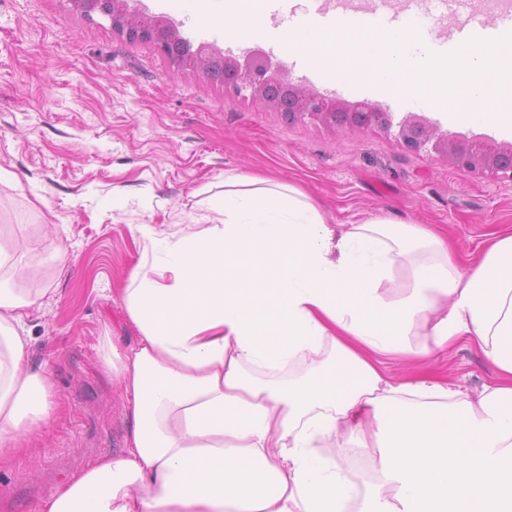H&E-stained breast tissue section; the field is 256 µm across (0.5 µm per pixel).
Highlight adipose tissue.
Instances as JSON below:
<instances>
[{
    "instance_id": "ef3b65f1",
    "label": "adipose tissue",
    "mask_w": 512,
    "mask_h": 512,
    "mask_svg": "<svg viewBox=\"0 0 512 512\" xmlns=\"http://www.w3.org/2000/svg\"><path fill=\"white\" fill-rule=\"evenodd\" d=\"M210 224H134L118 294L136 338L98 339L129 419L40 512H512V230L462 262L447 235L390 217L328 223L287 183L224 173ZM0 246V461L57 411L30 360ZM465 343L496 378L472 394L425 363Z\"/></svg>"
}]
</instances>
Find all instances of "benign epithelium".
Masks as SVG:
<instances>
[{
    "label": "benign epithelium",
    "mask_w": 512,
    "mask_h": 512,
    "mask_svg": "<svg viewBox=\"0 0 512 512\" xmlns=\"http://www.w3.org/2000/svg\"><path fill=\"white\" fill-rule=\"evenodd\" d=\"M82 14L104 12V4L110 5L112 29L125 34L127 39L153 46L162 54L167 47L183 40L177 25L163 16H152L130 9V0H71ZM221 64L234 72V82L225 90L238 96L267 102L266 87L277 81L288 82L280 69L272 67L268 57L260 50L247 54L244 61L205 44L189 50L176 65L189 66L202 72ZM297 96V112L290 116L293 122H319L328 127L353 129L377 128L391 132L397 127L398 140L408 149L420 151L431 148L439 159L466 171L487 173L512 180V143H499L489 137L469 138L459 133L443 131L439 121L431 120L416 112H408L394 123L391 117L377 106L367 102L355 104L340 102L301 85H291Z\"/></svg>",
    "instance_id": "1"
}]
</instances>
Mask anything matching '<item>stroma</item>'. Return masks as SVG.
I'll use <instances>...</instances> for the list:
<instances>
[{"label":"stroma","instance_id":"obj_1","mask_svg":"<svg viewBox=\"0 0 512 512\" xmlns=\"http://www.w3.org/2000/svg\"><path fill=\"white\" fill-rule=\"evenodd\" d=\"M0 243L27 223L21 285L44 293L27 320L31 358L59 412L29 452L0 464V512H38L74 473L124 446L120 389L97 353L111 330L132 343L117 288L139 258L131 225L211 218L225 171L308 191L329 221L382 215L444 230L470 260L512 229V181L457 170L377 129L292 123L173 67L69 0H0ZM69 255L65 266L52 261ZM431 370L470 392L495 379L469 346Z\"/></svg>","mask_w":512,"mask_h":512}]
</instances>
